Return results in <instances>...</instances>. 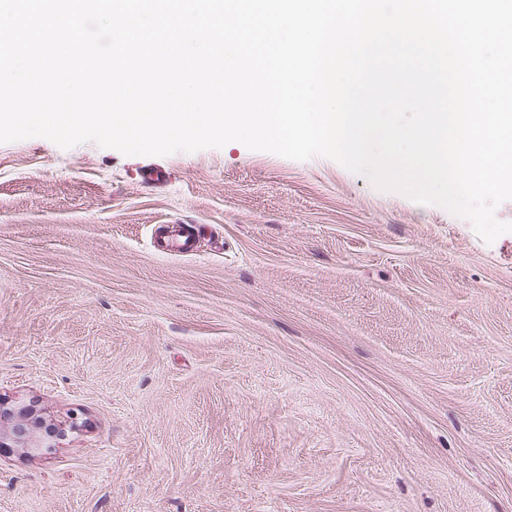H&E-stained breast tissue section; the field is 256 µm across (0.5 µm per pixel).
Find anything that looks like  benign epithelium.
Returning a JSON list of instances; mask_svg holds the SVG:
<instances>
[{"label":"benign epithelium","instance_id":"1","mask_svg":"<svg viewBox=\"0 0 512 512\" xmlns=\"http://www.w3.org/2000/svg\"><path fill=\"white\" fill-rule=\"evenodd\" d=\"M60 426L38 415L30 405L4 407L0 400V449L20 447L40 454L54 447L53 434Z\"/></svg>","mask_w":512,"mask_h":512}]
</instances>
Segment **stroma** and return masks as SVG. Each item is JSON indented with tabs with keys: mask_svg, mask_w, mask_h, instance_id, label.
Segmentation results:
<instances>
[{
	"mask_svg": "<svg viewBox=\"0 0 512 512\" xmlns=\"http://www.w3.org/2000/svg\"><path fill=\"white\" fill-rule=\"evenodd\" d=\"M0 398L80 424L0 512H512V232L323 156L0 143Z\"/></svg>",
	"mask_w": 512,
	"mask_h": 512,
	"instance_id": "stroma-1",
	"label": "stroma"
}]
</instances>
